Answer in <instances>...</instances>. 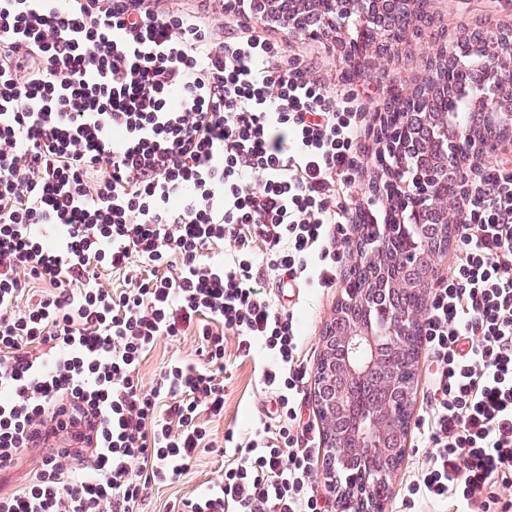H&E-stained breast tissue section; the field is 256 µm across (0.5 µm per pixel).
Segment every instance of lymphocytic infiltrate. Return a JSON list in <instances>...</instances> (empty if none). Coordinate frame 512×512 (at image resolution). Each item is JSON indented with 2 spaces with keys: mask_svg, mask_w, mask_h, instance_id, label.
<instances>
[{
  "mask_svg": "<svg viewBox=\"0 0 512 512\" xmlns=\"http://www.w3.org/2000/svg\"><path fill=\"white\" fill-rule=\"evenodd\" d=\"M235 26L161 0H0V473L36 457L0 512H142L203 452L222 474L165 512H324L295 308L257 266L335 286L359 114L278 62L259 22ZM459 178L457 253L422 331L436 452L403 499L481 512L512 486V156ZM228 331L269 357L276 405L242 444L204 422L224 415ZM188 334L200 360L144 387L143 360Z\"/></svg>",
  "mask_w": 512,
  "mask_h": 512,
  "instance_id": "obj_1",
  "label": "lymphocytic infiltrate"
}]
</instances>
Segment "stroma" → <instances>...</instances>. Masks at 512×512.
<instances>
[{
	"instance_id": "35a3bbf8",
	"label": "stroma",
	"mask_w": 512,
	"mask_h": 512,
	"mask_svg": "<svg viewBox=\"0 0 512 512\" xmlns=\"http://www.w3.org/2000/svg\"><path fill=\"white\" fill-rule=\"evenodd\" d=\"M429 9L436 14L441 24L451 28L482 27L488 34L512 27V0H430ZM271 37L277 41H289L290 50L302 61L308 76L325 85L328 91L345 90L360 92L364 84H371L376 92L363 98L362 109L368 116H375L388 97L389 85L396 84L409 90L421 84L428 71L426 62L436 46L429 33L409 37L398 53L388 62L383 72L373 74L368 71L354 72L345 61L343 53L335 44L334 38L325 43L310 40L288 39L284 30L272 31ZM349 273L348 265H341L337 278L339 284L317 292H304V302L298 310L300 320V345L302 357L309 371H316L322 355L320 335L327 322L336 313V304L344 295L343 280ZM199 337L188 335L173 340L162 341L143 361L141 376L145 385H152L163 363L170 356L195 358L201 349ZM224 418L212 422L216 435L234 432L243 436L252 418L271 405L258 385L259 359L245 357L237 349V338L224 337ZM435 452L429 438L421 436L417 429H410L408 441L403 451L401 463L390 487L387 512H438L436 507L421 504H403L399 495L411 480L414 468L426 461ZM224 466L222 457L214 454L201 456L189 473L179 483L160 488L152 496V512H161L165 502L172 497H192L206 482L215 480Z\"/></svg>"
}]
</instances>
